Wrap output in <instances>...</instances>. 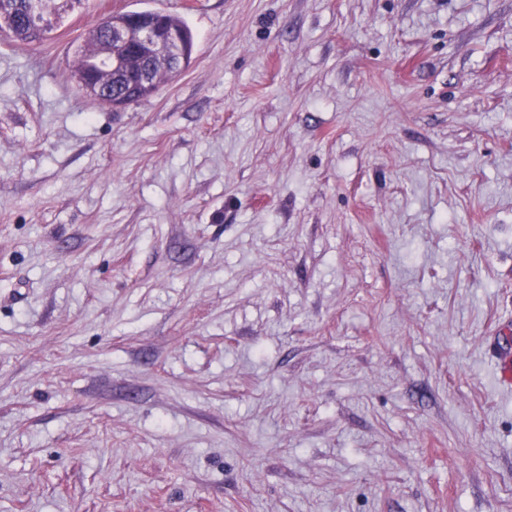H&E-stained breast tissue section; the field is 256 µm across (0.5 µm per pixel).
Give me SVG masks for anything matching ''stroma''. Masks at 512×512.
Here are the masks:
<instances>
[{"mask_svg":"<svg viewBox=\"0 0 512 512\" xmlns=\"http://www.w3.org/2000/svg\"><path fill=\"white\" fill-rule=\"evenodd\" d=\"M182 17L122 110L73 49ZM512 0H65L0 32V512H512ZM145 12H154L167 28L175 31L179 35L182 42V51L185 57L184 67L182 68L183 62L180 43L176 37L171 34L159 36L155 18L150 14L139 15L133 20L138 41L153 50L154 54L158 57L167 58L176 70L182 69L178 72H172L169 67L162 65L154 66L150 69L148 59L140 58V63H138L137 60L139 58H136L135 62H132V64L136 63V65L146 70L147 83L130 87L125 78L121 75L117 76L116 72L112 73V80L108 75L103 74L97 81L98 84L101 85L102 94L90 97L93 102L111 108H122L124 106V102L114 95H124L127 105L147 100L155 96L167 81L179 75L191 64L195 41L193 33L187 23L182 18L171 14H164L156 11ZM111 95L114 96L112 97V106L108 102ZM107 22L103 17L99 19L91 29H89L74 49L75 65L72 72V78L81 75L89 67V62L96 55L101 39L104 37Z\"/></svg>","mask_w":512,"mask_h":512,"instance_id":"obj_1","label":"stroma"}]
</instances>
